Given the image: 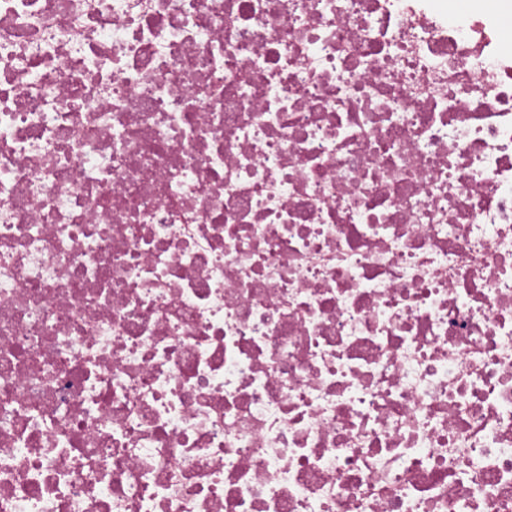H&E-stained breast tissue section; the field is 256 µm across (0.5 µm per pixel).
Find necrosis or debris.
<instances>
[{
  "instance_id": "4bbe7bcc",
  "label": "necrosis or debris",
  "mask_w": 512,
  "mask_h": 512,
  "mask_svg": "<svg viewBox=\"0 0 512 512\" xmlns=\"http://www.w3.org/2000/svg\"><path fill=\"white\" fill-rule=\"evenodd\" d=\"M0 512H512L493 10L0 0Z\"/></svg>"
}]
</instances>
